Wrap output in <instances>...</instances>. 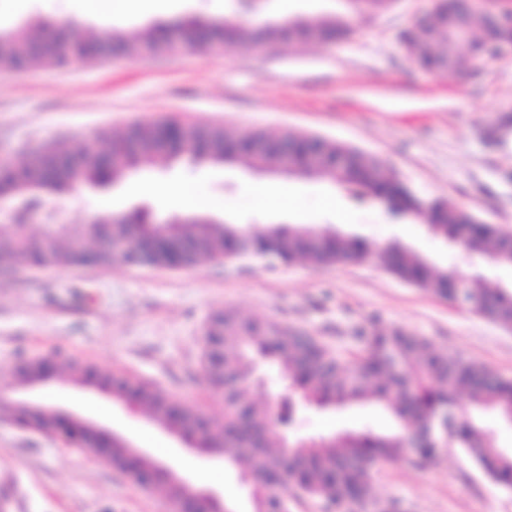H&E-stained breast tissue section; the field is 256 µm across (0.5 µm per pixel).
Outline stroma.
<instances>
[{"mask_svg":"<svg viewBox=\"0 0 512 512\" xmlns=\"http://www.w3.org/2000/svg\"><path fill=\"white\" fill-rule=\"evenodd\" d=\"M80 0H0V27L34 18L77 13ZM431 0H397L392 10L353 20L347 39L295 44L275 53L234 45L218 50L160 52L114 58L68 69L34 63L22 72L0 69V164H19L44 143L63 138L97 141L137 122L218 124L271 136L314 133L381 159L416 193L466 209L512 234V130L488 138L499 118L512 117V48L485 58L455 78L414 67L399 45L413 17ZM345 0H174L166 13L132 14L88 22L105 37L188 15L242 22L345 12ZM255 175L240 165L183 160L137 171L102 188L41 196L60 224L97 213L149 210L158 219L185 214L165 188L190 185L218 221L255 231L272 224L330 227L375 243L397 241L440 269L511 285L512 266L433 237L419 218H393L380 203L356 201L349 189L321 178L265 175L288 187L291 210H261L243 193ZM335 209H326L325 196ZM272 319L316 336L340 356L355 351L353 334L367 323L402 327L443 351L512 377V331L448 304L389 273L378 260L317 266L307 261L224 266L201 260L190 269L106 266L43 268L0 273V388L11 387L20 357L62 353L101 370L150 381L165 395L223 418L224 405L199 371V336L214 311ZM43 399L83 412L171 463L195 484L223 473L215 489L248 512L245 491L224 470L222 457L186 449L142 410L89 387L57 379ZM381 407L300 408L293 435L309 438L346 430L392 431ZM0 490L6 512H168L165 497L145 490L120 470L85 458L77 449L19 426L0 410ZM373 494L400 512H512V488L503 487L462 449L447 448L424 467L399 461L377 471Z\"/></svg>","mask_w":512,"mask_h":512,"instance_id":"1","label":"stroma"}]
</instances>
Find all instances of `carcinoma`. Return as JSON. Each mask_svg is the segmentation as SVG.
I'll return each instance as SVG.
<instances>
[{"instance_id":"carcinoma-1","label":"carcinoma","mask_w":512,"mask_h":512,"mask_svg":"<svg viewBox=\"0 0 512 512\" xmlns=\"http://www.w3.org/2000/svg\"><path fill=\"white\" fill-rule=\"evenodd\" d=\"M392 0H350L351 12L371 17L387 9ZM59 22L36 19L0 36V69L23 70L34 61L67 66L89 47L112 45L121 54L143 57L172 49L168 29L151 25L133 34L116 32L107 38L79 32L73 38L53 34ZM181 26L191 44L210 50L213 43L236 45L269 43L288 35L294 42L342 39L352 30L351 18L299 17L248 25L239 21L211 22L186 17ZM512 39V27L492 30L485 16L464 0H438L432 24L408 27L399 41L410 61L421 70L450 78L486 55L491 46ZM195 163L276 168L284 160L278 138L255 131L234 134L217 125H187L180 129ZM107 142L101 157L84 144L66 145L64 156L37 150L21 166L0 169V195L20 200L22 215L36 211L43 193H65L77 183L107 186L158 161H178L183 156L166 145L155 124L128 126L121 134L101 135ZM294 166L309 176L329 178L383 203L395 217H423L429 231L486 256L491 263L512 266V245L497 228L471 212L439 199L419 196L383 161L360 149L328 143L318 157L300 150ZM123 240L128 252L112 253V240ZM240 257L262 261L268 255L281 263L306 258L319 265L379 260L402 280L444 297L463 302L469 309L498 322L512 321V290L486 288L476 281L458 282L453 271H439L396 242L373 244L339 232L298 224H271L261 232L237 224H152L148 216L132 210L117 218L101 214L85 224H47L39 234L26 224L0 230V266L73 269L87 265L126 264L135 259L154 267L178 261L184 268L201 257L221 258L230 246ZM361 349L345 360L331 353L316 337L296 327L274 321L243 320L231 310L213 314L200 336L201 374L211 392L224 394V431L199 430L202 448L224 458L228 467L248 474L253 512H288V503L269 491L268 477L278 470L293 472L309 494L326 499L336 512H346L355 501H373L372 474L401 460L423 467L440 457L441 437L448 429V444L465 448L480 468L495 481L512 485V453L500 448L495 435L481 421L492 410L512 418V379L491 374L483 365L437 349L424 336L402 328L379 332L372 327L356 333ZM278 365L283 382L311 404L321 408L354 403H377L391 414L395 429L389 434L370 430L344 431L303 443L293 453L284 450L280 431L283 415L272 416L270 404L257 405L246 398L259 363ZM86 383L110 385L108 372L95 367L78 371ZM467 394L463 417L446 426L442 415L459 409L457 395ZM116 397L149 410L169 427L183 429L184 422L200 412L182 408L183 420L171 416L174 401L146 384L117 388ZM18 424L37 428L43 418L25 409L14 410Z\"/></svg>"}]
</instances>
